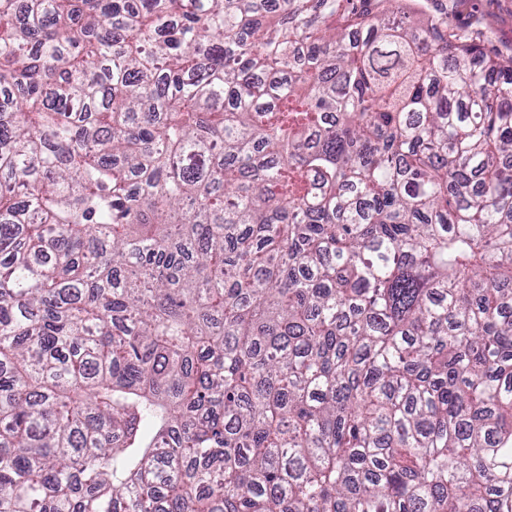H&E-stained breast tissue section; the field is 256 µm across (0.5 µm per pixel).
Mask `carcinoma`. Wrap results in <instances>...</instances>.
<instances>
[{"instance_id":"1","label":"carcinoma","mask_w":512,"mask_h":512,"mask_svg":"<svg viewBox=\"0 0 512 512\" xmlns=\"http://www.w3.org/2000/svg\"><path fill=\"white\" fill-rule=\"evenodd\" d=\"M395 0H0V512H512V54Z\"/></svg>"}]
</instances>
